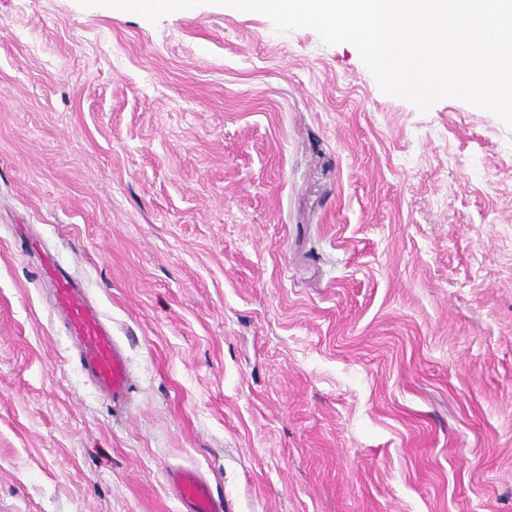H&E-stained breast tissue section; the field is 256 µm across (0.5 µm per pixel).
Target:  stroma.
I'll return each mask as SVG.
<instances>
[{
	"instance_id": "35a3bbf8",
	"label": "stroma",
	"mask_w": 512,
	"mask_h": 512,
	"mask_svg": "<svg viewBox=\"0 0 512 512\" xmlns=\"http://www.w3.org/2000/svg\"><path fill=\"white\" fill-rule=\"evenodd\" d=\"M177 469L224 512H512V127L256 13L0 0V512H183ZM47 275L54 284L55 304L66 316L68 332L79 342L81 366L94 378L99 391L115 402L123 401L130 389L125 352L66 272L50 266Z\"/></svg>"
}]
</instances>
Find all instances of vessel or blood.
Segmentation results:
<instances>
[{
	"mask_svg": "<svg viewBox=\"0 0 512 512\" xmlns=\"http://www.w3.org/2000/svg\"><path fill=\"white\" fill-rule=\"evenodd\" d=\"M54 284V300L65 317L70 335L79 342L80 363L95 380L99 391L113 401H123L130 389L127 357L108 333L99 312L91 307L66 272L49 267ZM173 484L185 512H224L222 500L214 497L207 481L197 472L181 470Z\"/></svg>",
	"mask_w": 512,
	"mask_h": 512,
	"instance_id": "1",
	"label": "vessel or blood"
}]
</instances>
